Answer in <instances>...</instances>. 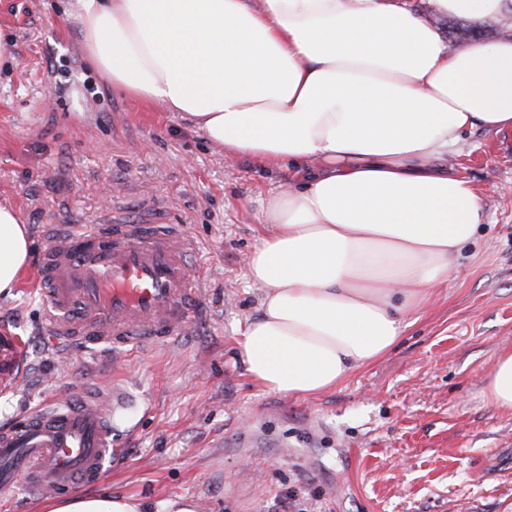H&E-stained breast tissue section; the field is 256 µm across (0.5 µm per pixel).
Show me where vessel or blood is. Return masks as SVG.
Wrapping results in <instances>:
<instances>
[{"instance_id":"b4317fda","label":"vessel or blood","mask_w":512,"mask_h":512,"mask_svg":"<svg viewBox=\"0 0 512 512\" xmlns=\"http://www.w3.org/2000/svg\"><path fill=\"white\" fill-rule=\"evenodd\" d=\"M38 284L55 343L77 341L113 353L184 335L196 317L204 270L184 225L130 223L46 231ZM115 390L47 403L0 433V490L64 495L97 483L119 458L112 433Z\"/></svg>"}]
</instances>
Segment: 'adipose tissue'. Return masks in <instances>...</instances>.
<instances>
[{"label": "adipose tissue", "mask_w": 512, "mask_h": 512, "mask_svg": "<svg viewBox=\"0 0 512 512\" xmlns=\"http://www.w3.org/2000/svg\"><path fill=\"white\" fill-rule=\"evenodd\" d=\"M90 62L209 143L288 171L245 259L261 290L236 338L264 391L306 398L391 350L484 222L449 168L474 127L512 128V37L453 49L436 22L512 17V0H72ZM31 255L0 205V293ZM41 512H147L109 494Z\"/></svg>", "instance_id": "adipose-tissue-1"}]
</instances>
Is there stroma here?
Listing matches in <instances>:
<instances>
[{
	"mask_svg": "<svg viewBox=\"0 0 512 512\" xmlns=\"http://www.w3.org/2000/svg\"><path fill=\"white\" fill-rule=\"evenodd\" d=\"M70 0H0V204L34 249L47 224L128 217L182 224L203 250L207 288L193 324L113 370L111 353L50 341L30 259L0 294V429L47 400L122 389L112 413L124 454L79 495L134 496L149 512L195 500L198 512H512V413L488 396L512 350V131L473 128L453 159L485 222L448 282L395 347L309 398L259 389L233 354L259 305L244 276L258 199L287 183L215 151L177 112L113 90L85 57ZM160 203L145 213L141 191Z\"/></svg>",
	"mask_w": 512,
	"mask_h": 512,
	"instance_id": "stroma-1",
	"label": "stroma"
}]
</instances>
